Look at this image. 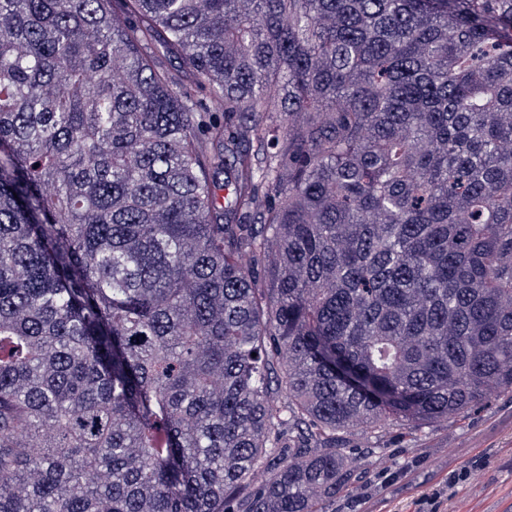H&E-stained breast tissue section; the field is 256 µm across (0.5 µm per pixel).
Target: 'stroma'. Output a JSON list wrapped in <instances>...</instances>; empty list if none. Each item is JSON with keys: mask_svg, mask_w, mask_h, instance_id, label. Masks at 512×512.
<instances>
[{"mask_svg": "<svg viewBox=\"0 0 512 512\" xmlns=\"http://www.w3.org/2000/svg\"><path fill=\"white\" fill-rule=\"evenodd\" d=\"M390 457L366 458L358 440L346 451L361 457L365 481L336 500L337 512H412L430 484L461 469L466 482L448 487V512H512V394L502 393L457 422L388 435Z\"/></svg>", "mask_w": 512, "mask_h": 512, "instance_id": "stroma-1", "label": "stroma"}]
</instances>
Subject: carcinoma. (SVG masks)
I'll use <instances>...</instances> for the list:
<instances>
[{
  "label": "carcinoma",
  "mask_w": 512,
  "mask_h": 512,
  "mask_svg": "<svg viewBox=\"0 0 512 512\" xmlns=\"http://www.w3.org/2000/svg\"><path fill=\"white\" fill-rule=\"evenodd\" d=\"M121 2L0 0V512H336L512 393V0Z\"/></svg>",
  "instance_id": "cac0c4a2"
}]
</instances>
